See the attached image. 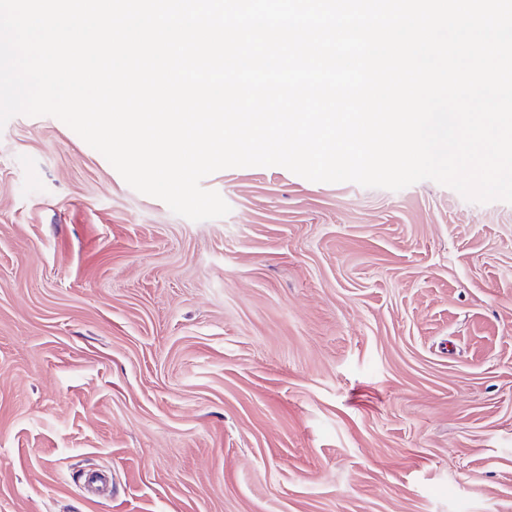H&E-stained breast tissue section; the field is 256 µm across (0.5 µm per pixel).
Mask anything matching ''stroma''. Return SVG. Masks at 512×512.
<instances>
[{"label": "stroma", "mask_w": 512, "mask_h": 512, "mask_svg": "<svg viewBox=\"0 0 512 512\" xmlns=\"http://www.w3.org/2000/svg\"><path fill=\"white\" fill-rule=\"evenodd\" d=\"M202 185L227 216L0 129V512H512V204Z\"/></svg>", "instance_id": "stroma-1"}]
</instances>
